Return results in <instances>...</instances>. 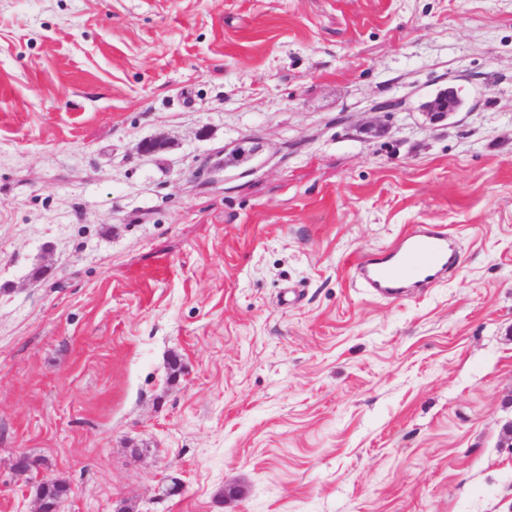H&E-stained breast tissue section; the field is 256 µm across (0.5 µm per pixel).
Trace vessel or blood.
I'll list each match as a JSON object with an SVG mask.
<instances>
[{
    "label": "vessel or blood",
    "mask_w": 512,
    "mask_h": 512,
    "mask_svg": "<svg viewBox=\"0 0 512 512\" xmlns=\"http://www.w3.org/2000/svg\"><path fill=\"white\" fill-rule=\"evenodd\" d=\"M448 233L439 226L418 225L404 233L393 245L359 257L354 276L374 294L400 295L405 284L428 288L448 271Z\"/></svg>",
    "instance_id": "b4317fda"
}]
</instances>
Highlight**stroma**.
Returning <instances> with one entry per match:
<instances>
[{
	"label": "stroma",
	"instance_id": "stroma-1",
	"mask_svg": "<svg viewBox=\"0 0 512 512\" xmlns=\"http://www.w3.org/2000/svg\"><path fill=\"white\" fill-rule=\"evenodd\" d=\"M511 420L512 0H0V512H512ZM451 260L446 229L421 224L390 247L359 257L353 264L354 277L372 293L393 297L406 283L430 288L448 272ZM40 487L42 488L41 501L36 494V500L39 503L38 511L40 512H42L41 502L44 512H55L58 501L69 492L66 482L58 479L42 483Z\"/></svg>",
	"mask_w": 512,
	"mask_h": 512
}]
</instances>
